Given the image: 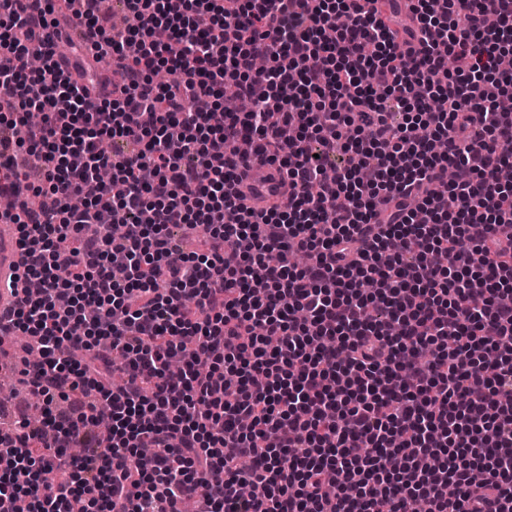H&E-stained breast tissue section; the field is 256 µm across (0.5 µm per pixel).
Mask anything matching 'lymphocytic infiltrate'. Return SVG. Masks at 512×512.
<instances>
[{
    "mask_svg": "<svg viewBox=\"0 0 512 512\" xmlns=\"http://www.w3.org/2000/svg\"><path fill=\"white\" fill-rule=\"evenodd\" d=\"M85 2L94 105L0 0V356L42 407L0 421V512H512V0H408L398 37L385 0ZM242 140L284 207L238 205ZM21 254L18 224H0V312L17 307L21 284L18 282Z\"/></svg>",
    "mask_w": 512,
    "mask_h": 512,
    "instance_id": "1",
    "label": "lymphocytic infiltrate"
}]
</instances>
